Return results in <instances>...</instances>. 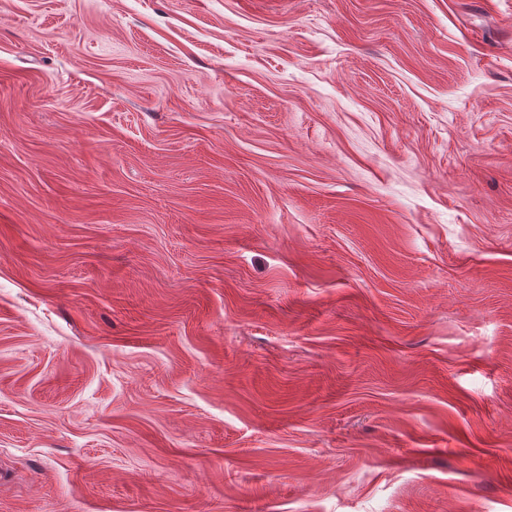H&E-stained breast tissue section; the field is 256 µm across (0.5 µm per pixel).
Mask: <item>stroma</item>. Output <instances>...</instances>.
I'll return each instance as SVG.
<instances>
[{"mask_svg": "<svg viewBox=\"0 0 512 512\" xmlns=\"http://www.w3.org/2000/svg\"><path fill=\"white\" fill-rule=\"evenodd\" d=\"M0 512H512V0H0Z\"/></svg>", "mask_w": 512, "mask_h": 512, "instance_id": "obj_1", "label": "stroma"}]
</instances>
